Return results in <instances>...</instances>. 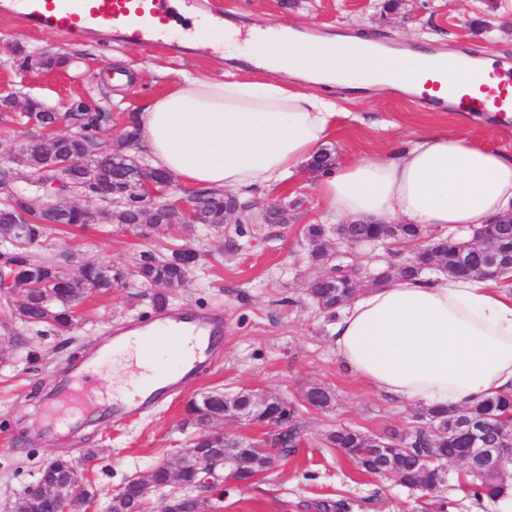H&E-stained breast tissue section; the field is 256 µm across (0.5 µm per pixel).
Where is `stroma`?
Returning <instances> with one entry per match:
<instances>
[{"instance_id": "stroma-1", "label": "stroma", "mask_w": 512, "mask_h": 512, "mask_svg": "<svg viewBox=\"0 0 512 512\" xmlns=\"http://www.w3.org/2000/svg\"><path fill=\"white\" fill-rule=\"evenodd\" d=\"M240 27L289 26L312 38L365 31L375 43L494 58L512 66V0H200ZM229 73L249 81L267 71L243 59L192 44L173 52L116 38L72 39L27 30L21 15L0 17V92L16 104L39 99L60 114L59 133H71L66 117L74 102L112 114V132L133 125L136 115L168 86L188 74L201 79ZM339 117L328 146L333 158L379 155L400 139L439 131L512 155V123L490 122L402 97L387 86L332 87ZM309 169L276 194L291 215L280 237L264 232L226 250L224 239L193 228L160 229L150 237L125 224H92L50 231L39 255H73L132 269L141 252L180 242L201 253L185 287L172 290L169 305L220 313L224 333L212 366L186 391L123 421L105 418L78 433H38L46 397L73 356L104 340L114 324L151 313L150 297L136 287L116 288L87 299L70 339L17 322L13 301L0 296V512L35 481L39 468L61 453L78 463L99 512L127 479L142 478L158 462L184 452L195 428L185 407L213 389L260 388L299 403L310 438L294 456L281 459L257 483L225 485L208 512H322L321 502H343L342 512H423L424 498L399 483L360 474L336 450L317 444L324 430L348 425L367 433L403 428L413 408L371 389L343 371L331 339L332 323L306 296L315 269L305 259L302 229L326 218ZM38 364H29V350ZM329 387L336 401L318 411L302 403L311 384Z\"/></svg>"}]
</instances>
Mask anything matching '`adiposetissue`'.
<instances>
[{
    "instance_id": "obj_1",
    "label": "adipose tissue",
    "mask_w": 512,
    "mask_h": 512,
    "mask_svg": "<svg viewBox=\"0 0 512 512\" xmlns=\"http://www.w3.org/2000/svg\"><path fill=\"white\" fill-rule=\"evenodd\" d=\"M364 43L355 36L309 43L225 24V53L274 80L184 77L139 115L140 151L186 186L275 194L334 135L336 102L324 87L454 78L428 52L351 57ZM280 74L314 87L288 89ZM317 190L333 221L467 230L512 212V156L432 132L382 158L334 164ZM331 336L339 364L397 402L463 407L512 392V293L492 281L437 272L391 279L341 309Z\"/></svg>"
}]
</instances>
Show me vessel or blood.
<instances>
[{
  "mask_svg": "<svg viewBox=\"0 0 512 512\" xmlns=\"http://www.w3.org/2000/svg\"><path fill=\"white\" fill-rule=\"evenodd\" d=\"M174 0H0V13L20 14L34 31L68 38L101 32L143 47L153 46L175 18ZM455 79L447 88L448 101L458 112L471 115L494 113L498 121H512V98L505 88L512 84V71L504 84L482 83L479 68L469 58L453 64ZM219 332L214 315L166 309L148 320H135L113 327L109 340L113 355L141 351L153 369L146 383L113 397L107 410L122 421L156 406L170 394L190 386L211 362ZM102 359L101 350L88 352L73 376L72 384L46 402V430L59 427V409L70 418L91 411L96 401L88 390L92 373Z\"/></svg>",
  "mask_w": 512,
  "mask_h": 512,
  "instance_id": "1",
  "label": "vessel or blood"
}]
</instances>
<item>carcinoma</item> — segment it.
Listing matches in <instances>:
<instances>
[{"label": "carcinoma", "mask_w": 512, "mask_h": 512, "mask_svg": "<svg viewBox=\"0 0 512 512\" xmlns=\"http://www.w3.org/2000/svg\"><path fill=\"white\" fill-rule=\"evenodd\" d=\"M77 131L72 133L71 147L82 148L88 156L96 155V149H106L107 162L95 166L96 182L84 186L80 179L81 171L71 175L70 184L78 192L87 193L94 199L106 203L111 209L104 212L108 221L129 224L140 228L145 235L160 227L186 226L187 216L179 209L162 202L154 207H143L134 199L124 201L113 193L117 187L138 183L144 175L166 176V173L147 167V161L138 150V129L131 128L123 133L112 145L110 140L97 137L98 130L112 129V113L91 112L80 102L75 111L68 114ZM14 124L26 129L27 139L23 144V153L29 161L27 172L38 180L61 179L63 175L47 168L51 147L44 142L40 134L42 127L54 119V113L47 111L38 100H30V111L17 115H6ZM13 165H0V180L14 183L15 193L0 196V281L10 288L18 289L16 301V320L27 326L48 329L55 336L70 333L75 315L70 307L62 304L64 300L77 303L93 294L106 293L114 288L127 287V273L110 270L103 275L101 266L95 263H83L69 270L71 257L40 258L34 253V247L48 236L51 224H28L21 229L16 223L17 210L24 208L28 186L23 182H13ZM198 205L204 213V225L219 234L224 231V197L215 190L199 191ZM59 221L61 227H82L86 225L84 211L70 209L60 215L51 216ZM346 231L354 240H371L388 237L399 245L418 253L405 262L386 268L375 277L373 284L387 281L392 275L416 277L420 275V264L434 261L448 269V275L455 278L498 281L483 252L485 245L454 233L434 234L418 224H348ZM489 245L503 266L512 264V223L494 224L488 230ZM329 229L324 224H307L303 228V239L307 246L310 262L320 267L327 251ZM198 254L187 250L183 245L168 248V253L146 252L141 255L135 275L142 288L155 289L152 300L155 306L163 307L169 301L167 288H180L186 283L189 269L196 263ZM360 278L344 276L337 280L324 281L315 278L309 281L307 294L318 308L333 317L336 311L347 305L361 291ZM232 408L253 412L252 418L258 422L273 421V416L286 415L296 418L297 408L290 404L283 407L273 400L270 405L256 407L252 394L240 389L234 392ZM309 407L327 410L336 400L335 394L323 384H313L302 394ZM187 414L203 432L193 437L188 447L194 448L201 456L209 455L213 449L224 447V440L217 435L216 425L224 417V392L213 389L192 399L186 406ZM512 420V393L499 395L482 403L458 408H422L413 415V421L402 430L392 429L381 434L388 442H396L406 448L388 456L379 454L361 457L355 464L360 471L375 477H384L386 469L399 475L402 483L421 488L432 505L445 507L441 496L446 482L432 468L422 467V459L432 455L441 462L451 464L465 447L458 427L468 422L481 432L486 443L494 446L498 439L509 432L507 423ZM267 437L277 445L284 455L296 452V449L309 441L304 426L298 422L282 435L274 431L266 432ZM372 435L361 430L337 426L318 436L319 444L324 448H342L344 456H352V450L363 448ZM72 464L68 458H56L45 468L42 477L51 485L68 480ZM469 489L478 501H491L505 493L503 478L488 475L480 464L465 470ZM196 480L193 463L179 465L171 461H161L150 473L149 483L156 489L168 491V512H205L206 502L191 496V488ZM55 501L51 497L37 500L22 495L13 505V512H52ZM147 494L144 485L137 479L127 480L120 493L110 498L107 512H145Z\"/></svg>", "instance_id": "1"}]
</instances>
